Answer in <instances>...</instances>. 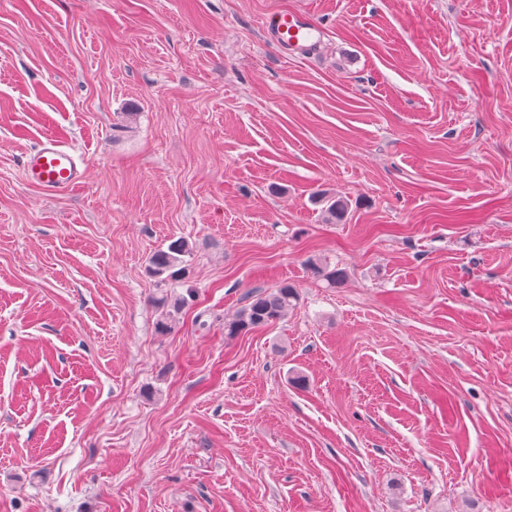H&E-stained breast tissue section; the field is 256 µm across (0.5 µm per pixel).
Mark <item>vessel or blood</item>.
Instances as JSON below:
<instances>
[{"mask_svg":"<svg viewBox=\"0 0 512 512\" xmlns=\"http://www.w3.org/2000/svg\"><path fill=\"white\" fill-rule=\"evenodd\" d=\"M270 40L278 51L302 56L321 40L323 30L307 13L276 14L269 25ZM86 157L79 148L50 134L24 156L23 175L30 185L53 196L80 187L85 180Z\"/></svg>","mask_w":512,"mask_h":512,"instance_id":"obj_1","label":"vessel or blood"}]
</instances>
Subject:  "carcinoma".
<instances>
[{"label": "carcinoma", "mask_w": 512, "mask_h": 512, "mask_svg": "<svg viewBox=\"0 0 512 512\" xmlns=\"http://www.w3.org/2000/svg\"><path fill=\"white\" fill-rule=\"evenodd\" d=\"M317 203L323 205L328 219L341 221L348 210V203L340 198L318 196ZM193 251V245L185 237L171 238L166 246L155 250L148 258L146 272L149 276L161 281L174 280L183 270L184 258ZM312 272L324 277L328 285L336 287L345 277V271L341 269H329L317 260L309 261ZM299 301L298 290L292 283L286 281L275 289L266 292H256L249 298L241 311L232 319L224 322V335L238 336L243 332L273 324L288 312L294 309ZM159 307L164 309L161 318L156 322L159 333L171 331L176 314L185 305L186 299H168L163 296L157 299Z\"/></svg>", "instance_id": "obj_1"}]
</instances>
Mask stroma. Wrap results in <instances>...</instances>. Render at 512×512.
<instances>
[{"label": "stroma", "mask_w": 512, "mask_h": 512, "mask_svg": "<svg viewBox=\"0 0 512 512\" xmlns=\"http://www.w3.org/2000/svg\"><path fill=\"white\" fill-rule=\"evenodd\" d=\"M0 512H512V0H0ZM269 33L278 51L288 56H303L320 42L323 30L312 15L287 11L273 17ZM86 157L79 148L50 134L24 156L23 175L30 185L53 196L80 187L85 180ZM193 251V245L185 237L171 238L165 247L155 250L148 258L146 272L162 281L175 280L184 269V258ZM298 301V290L288 281L269 292H256L234 318L224 321V334L238 336L243 332L273 324L293 310ZM156 301L159 307L162 308V316L156 322V328L161 334L168 333L171 331L176 314H178L181 308L185 305L186 299L181 297L174 300H169L168 295H165L156 299Z\"/></svg>", "instance_id": "35a3bbf8"}]
</instances>
